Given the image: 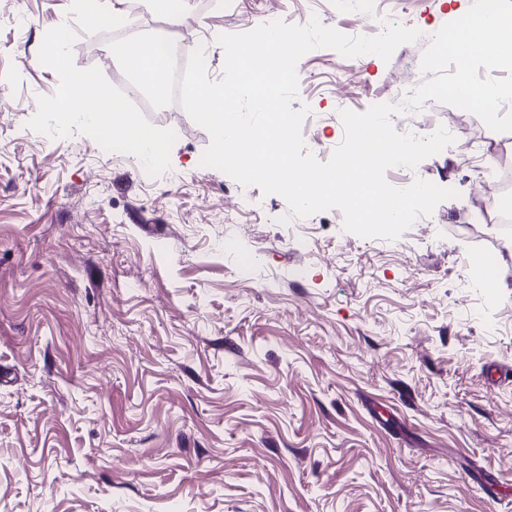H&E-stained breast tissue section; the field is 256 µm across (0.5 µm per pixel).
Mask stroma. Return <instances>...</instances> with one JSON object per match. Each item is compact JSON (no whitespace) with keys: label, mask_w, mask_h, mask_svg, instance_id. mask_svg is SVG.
Listing matches in <instances>:
<instances>
[{"label":"stroma","mask_w":512,"mask_h":512,"mask_svg":"<svg viewBox=\"0 0 512 512\" xmlns=\"http://www.w3.org/2000/svg\"><path fill=\"white\" fill-rule=\"evenodd\" d=\"M472 2L382 0L422 33L387 61L301 57L304 141L344 138L338 64L358 74L347 109L395 103L394 82H422L430 36ZM69 5L0 0V512H512V381L497 380L512 370V244L495 210L472 218L476 169L512 165V132L426 100L391 122L481 146L473 167L455 143L424 161L457 197L390 242L345 231L337 209L282 224L280 195L200 168L211 138L180 105L148 116L177 133L169 174L150 181L86 135L28 127L58 86L38 53ZM186 6L187 53L260 23L254 0ZM284 13L363 24L336 0ZM111 39L80 34L75 65L116 82ZM230 192L262 196V211L225 222ZM295 233L310 244L302 272ZM484 252L493 288L470 261Z\"/></svg>","instance_id":"35a3bbf8"}]
</instances>
